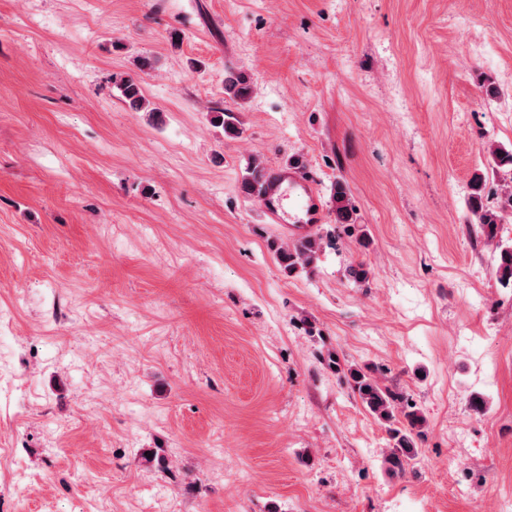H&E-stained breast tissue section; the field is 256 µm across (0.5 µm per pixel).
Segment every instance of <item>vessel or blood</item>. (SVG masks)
<instances>
[{
    "instance_id": "vessel-or-blood-1",
    "label": "vessel or blood",
    "mask_w": 512,
    "mask_h": 512,
    "mask_svg": "<svg viewBox=\"0 0 512 512\" xmlns=\"http://www.w3.org/2000/svg\"><path fill=\"white\" fill-rule=\"evenodd\" d=\"M256 199L269 223L286 226L297 239L324 220V207L312 181L296 169L271 168Z\"/></svg>"
}]
</instances>
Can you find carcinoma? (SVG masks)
Masks as SVG:
<instances>
[{
    "label": "carcinoma",
    "mask_w": 512,
    "mask_h": 512,
    "mask_svg": "<svg viewBox=\"0 0 512 512\" xmlns=\"http://www.w3.org/2000/svg\"><path fill=\"white\" fill-rule=\"evenodd\" d=\"M118 89L121 96L130 104L141 105L142 90L137 80L123 79L118 84ZM226 91L234 97L246 96L249 84L245 75L237 73L229 77ZM334 202L337 220L344 224L353 222L354 208L350 203L349 189L342 181L336 182ZM470 208L480 231L490 238L495 237L501 216L482 208L478 183L472 186ZM323 248V238L318 234H312L291 248H277V259L290 272L299 267L307 269L314 265ZM498 272L500 279L508 281L512 279V246L500 250ZM344 375L364 408L386 426L390 440L394 441L392 449L383 458L386 471L390 473L404 471L408 460L415 456L413 438L421 435L424 422L416 405L410 404L409 398L404 394L381 384L371 374L369 368L350 367Z\"/></svg>",
    "instance_id": "1"
}]
</instances>
